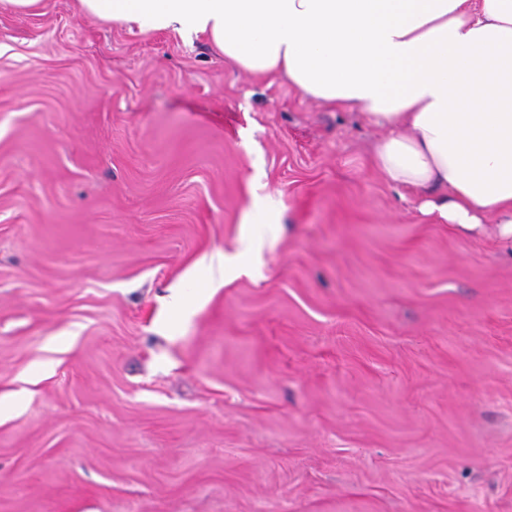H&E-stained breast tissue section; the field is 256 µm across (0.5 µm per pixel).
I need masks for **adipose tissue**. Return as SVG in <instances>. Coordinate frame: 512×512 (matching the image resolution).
I'll list each match as a JSON object with an SVG mask.
<instances>
[{
  "label": "adipose tissue",
  "mask_w": 512,
  "mask_h": 512,
  "mask_svg": "<svg viewBox=\"0 0 512 512\" xmlns=\"http://www.w3.org/2000/svg\"><path fill=\"white\" fill-rule=\"evenodd\" d=\"M86 15L171 31L250 74L354 108L384 136L371 164L467 230L512 240V0H77Z\"/></svg>",
  "instance_id": "ef3b65f1"
}]
</instances>
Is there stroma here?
Returning a JSON list of instances; mask_svg holds the SVG:
<instances>
[{
	"instance_id": "stroma-1",
	"label": "stroma",
	"mask_w": 512,
	"mask_h": 512,
	"mask_svg": "<svg viewBox=\"0 0 512 512\" xmlns=\"http://www.w3.org/2000/svg\"><path fill=\"white\" fill-rule=\"evenodd\" d=\"M379 134L1 10L0 512H512V242L420 215Z\"/></svg>"
}]
</instances>
